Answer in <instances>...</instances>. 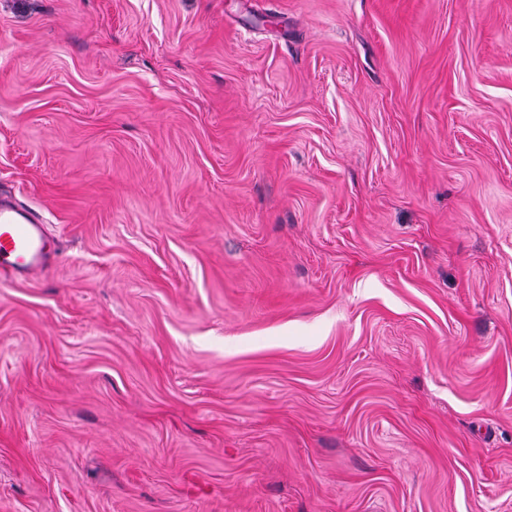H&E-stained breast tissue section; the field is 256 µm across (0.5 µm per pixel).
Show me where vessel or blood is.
<instances>
[{"label": "vessel or blood", "mask_w": 512, "mask_h": 512, "mask_svg": "<svg viewBox=\"0 0 512 512\" xmlns=\"http://www.w3.org/2000/svg\"><path fill=\"white\" fill-rule=\"evenodd\" d=\"M52 256L40 219L12 202L0 203V283L26 277Z\"/></svg>", "instance_id": "obj_1"}]
</instances>
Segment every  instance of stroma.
Returning a JSON list of instances; mask_svg holds the SVG:
<instances>
[{"label": "stroma", "instance_id": "obj_1", "mask_svg": "<svg viewBox=\"0 0 512 512\" xmlns=\"http://www.w3.org/2000/svg\"><path fill=\"white\" fill-rule=\"evenodd\" d=\"M0 512H512V0H0ZM40 218L23 206L0 204V283L26 277L43 268L53 253Z\"/></svg>", "mask_w": 512, "mask_h": 512}]
</instances>
